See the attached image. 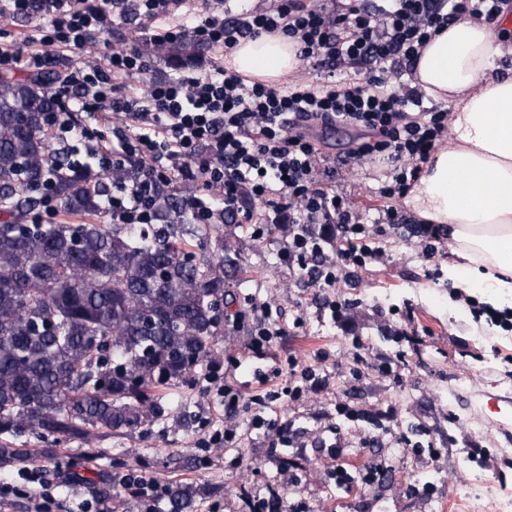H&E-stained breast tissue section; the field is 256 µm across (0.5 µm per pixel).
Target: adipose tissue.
<instances>
[{
    "label": "adipose tissue",
    "instance_id": "adipose-tissue-1",
    "mask_svg": "<svg viewBox=\"0 0 512 512\" xmlns=\"http://www.w3.org/2000/svg\"><path fill=\"white\" fill-rule=\"evenodd\" d=\"M511 41L510 30L465 20L422 49L415 83L451 104L452 141L405 198L422 219L450 226L460 257L448 267L453 287L480 289L501 307L512 306V77L500 73ZM226 63L275 81L298 59L292 42L265 34L241 43Z\"/></svg>",
    "mask_w": 512,
    "mask_h": 512
}]
</instances>
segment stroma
I'll list each match as a JSON object with an SVG mask.
<instances>
[{"label": "stroma", "instance_id": "stroma-1", "mask_svg": "<svg viewBox=\"0 0 512 512\" xmlns=\"http://www.w3.org/2000/svg\"><path fill=\"white\" fill-rule=\"evenodd\" d=\"M163 26L160 20L107 25L83 49L57 53L56 58L70 71L99 63L111 51L142 48ZM341 186L367 215H374L382 204L372 171L350 172ZM216 230L232 240L243 266L233 285L234 301L224 308V335L211 359L221 380L240 395L237 412L225 418L218 397L208 391L199 374L173 392L165 418L134 432L101 436L88 443L60 442L50 461L40 456L45 440L25 435L31 450L25 466L42 467L50 478L69 469L85 478L80 487L60 488L53 512H74L78 498L101 492L114 506H121L130 494L120 478L130 472L152 476L172 488L196 487L193 512H246L241 490L265 497L268 485L280 480L279 466L284 461L291 463L299 480L290 500L303 512H462L459 496L476 473L512 490V468L495 450L496 443L512 440V363L505 361L512 356V337L489 331L487 322L473 321L466 304L452 303L451 286L427 276L431 263L416 243L393 232L381 240L389 256L387 264L368 267L340 288L341 294L358 302L354 319L366 343L362 356L369 359L383 353L395 358L393 375L380 378L368 373L357 382L341 366L332 369L326 391L297 403L283 400L279 406L296 428L327 434L339 430L342 445L352 447L359 446L363 426L338 422L337 401L348 395L362 408L391 411L393 417L384 423L376 456L394 469L395 483L382 490L365 489L356 478L337 484L323 466L301 459L294 449L272 446L261 431L251 429L248 406L257 388L255 368L272 371L290 354L309 362L321 348L343 363L353 346L350 337L319 316L314 289L295 283L287 266L281 265L277 251L282 233L260 244L253 241L245 224H220ZM253 299L268 303L289 326L260 359L248 349L247 329L233 324L234 316ZM407 304L414 309L415 329L426 334L416 354L409 352L407 343H396L386 333L387 326L398 320L397 309ZM298 316L306 320L300 329L292 326ZM228 421L237 427L235 447H198L199 438ZM402 432L412 441L440 448V457L397 453L396 438ZM476 447L485 450L486 464L472 462ZM419 478L432 487L431 495L407 492V484Z\"/></svg>", "mask_w": 512, "mask_h": 512}]
</instances>
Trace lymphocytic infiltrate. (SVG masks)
<instances>
[{"instance_id":"f902f5d3","label":"lymphocytic infiltrate","mask_w":512,"mask_h":512,"mask_svg":"<svg viewBox=\"0 0 512 512\" xmlns=\"http://www.w3.org/2000/svg\"><path fill=\"white\" fill-rule=\"evenodd\" d=\"M507 0H234L221 10L190 11L189 0H50L47 24L24 45H0V67L43 70L59 51L81 49L110 19L128 16L158 20L188 9V24L164 28L158 39L184 36L208 48L232 51L264 34L293 40L297 56L312 69V80L269 85L218 64L180 70L138 93L132 79L149 69L138 50L108 54L99 65L74 69L54 90L65 110L55 136L65 150L94 159L101 168H122L130 178L114 184L105 209L115 224H153L160 191L195 188L187 202L197 224H246L255 241L287 225L278 252L290 274L321 289L320 310L353 329V302L338 294L347 278L386 259L380 245L387 231L416 239L425 257H435L448 230L414 218L397 207L418 181L433 153L448 143L447 108L425 105L419 88L394 86L389 75L413 74L421 49L460 21L493 23ZM87 112L94 125L76 124L71 112ZM121 117L112 126L113 117ZM111 126V139L100 134ZM351 127L356 135L337 155L324 150V131ZM381 167L386 179L374 217L337 191L343 172L364 164ZM249 349L284 335L266 304L251 302ZM330 354L317 350L313 362L290 356L284 368L258 375L261 393L250 425L275 435L284 447L312 449L329 461L337 483L350 475L340 443L306 435L282 419L275 404L300 401L328 386L323 371ZM14 482H0V503L33 488L34 512H52L59 485H76L73 474L61 484L46 483L37 467H23Z\"/></svg>"}]
</instances>
